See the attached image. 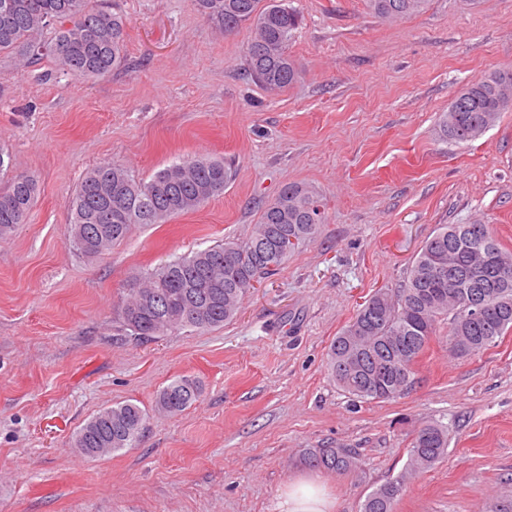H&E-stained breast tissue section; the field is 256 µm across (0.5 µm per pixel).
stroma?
<instances>
[{
  "label": "stroma",
  "mask_w": 512,
  "mask_h": 512,
  "mask_svg": "<svg viewBox=\"0 0 512 512\" xmlns=\"http://www.w3.org/2000/svg\"><path fill=\"white\" fill-rule=\"evenodd\" d=\"M107 3L129 25L125 62L106 76L0 52V190L19 173L38 187L26 223L0 239V512H276L302 475L333 512H361L425 424L446 432L447 453L407 481L395 512H487L511 496L512 330L458 358L440 326L411 388L379 402L340 389L327 353L370 295L404 286L438 225H491L512 250V109L466 143L438 127L470 81L512 69V0H429L393 22L367 0H290L301 79L280 92L245 71L249 24L224 32L193 0ZM201 155L231 168L223 194L134 226L101 256L70 247L67 202L89 169L148 179ZM291 183L318 194L320 233L233 321L125 338L134 273L245 238ZM184 376L199 398L156 413L158 391ZM126 402L148 414L135 446L82 455L79 428ZM306 448L349 449L357 468L308 467Z\"/></svg>",
  "instance_id": "stroma-1"
}]
</instances>
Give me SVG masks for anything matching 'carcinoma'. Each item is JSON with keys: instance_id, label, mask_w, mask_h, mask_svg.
Returning <instances> with one entry per match:
<instances>
[{"instance_id": "1", "label": "carcinoma", "mask_w": 512, "mask_h": 512, "mask_svg": "<svg viewBox=\"0 0 512 512\" xmlns=\"http://www.w3.org/2000/svg\"><path fill=\"white\" fill-rule=\"evenodd\" d=\"M208 21L230 32L249 23L254 36L247 46L251 79L269 90L295 85L301 72L289 53L298 28V12L287 0H193ZM428 0H368L383 19L421 12ZM127 21L93 0H0V51L26 63L52 58L68 74L99 77L124 61ZM457 112L440 115L442 136L454 142L484 135L502 112L512 108V71L496 70L472 80L456 95ZM230 180L224 160L199 156L175 163L150 180L134 177L109 163L87 173L68 202L66 236L79 254L94 258L124 240L136 224H158L193 211L222 194ZM37 195L33 179L15 176L0 193V237L26 222ZM324 223L318 195L291 183L267 204L251 234L224 240L191 255L177 257L134 274L121 309L122 326L136 341H148L179 328L205 331L224 326L238 312L259 279L288 258L279 242L312 239ZM468 272L464 279L448 275ZM481 295L483 313L468 314L469 296ZM448 323V345L466 357L497 343L512 329V252L501 247L488 225L442 224L421 247L404 288L378 290L357 310L328 351L336 384L366 401L403 394L413 384L414 365L436 328ZM200 394L199 382L179 378L156 396L154 408L178 414ZM147 413L135 403L101 409L76 433L74 447L101 457L137 442ZM447 450L444 431L422 426L411 440L403 473L371 491L362 512H394L406 479L433 467ZM302 459L337 473L355 470L346 448H307Z\"/></svg>"}]
</instances>
